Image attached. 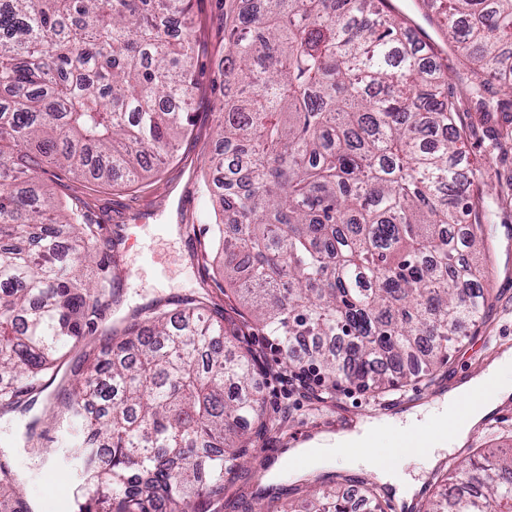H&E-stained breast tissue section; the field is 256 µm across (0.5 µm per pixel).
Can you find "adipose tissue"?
Here are the masks:
<instances>
[{
	"mask_svg": "<svg viewBox=\"0 0 512 512\" xmlns=\"http://www.w3.org/2000/svg\"><path fill=\"white\" fill-rule=\"evenodd\" d=\"M511 364L512 356L503 355L500 359L491 362L484 371L443 395L439 409L426 412L422 407L417 406L413 410L407 411L406 416L410 419L422 413L427 414L430 428L437 436V441L434 447L430 448L426 458L428 466H436L442 458L441 452L445 447L463 445L475 427L500 405L512 399V379L503 374L504 367ZM490 379L496 382V387L491 395L478 404H470L471 409L465 422L454 423L455 409L463 403H470L471 395L480 390ZM382 426V421L365 417L359 420L352 429L337 434L336 438H315L299 447L290 449L288 455L302 460L304 467L321 468L329 463L337 449L357 448L361 444L370 442L372 434L379 431ZM352 463L356 466H367L382 484L392 488L398 498L411 500L420 489L419 483L406 479L396 467L382 464L380 454L375 451L370 450L364 455L354 457Z\"/></svg>",
	"mask_w": 512,
	"mask_h": 512,
	"instance_id": "1",
	"label": "adipose tissue"
}]
</instances>
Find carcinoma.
Segmentation results:
<instances>
[{
  "instance_id": "obj_1",
  "label": "carcinoma",
  "mask_w": 512,
  "mask_h": 512,
  "mask_svg": "<svg viewBox=\"0 0 512 512\" xmlns=\"http://www.w3.org/2000/svg\"><path fill=\"white\" fill-rule=\"evenodd\" d=\"M385 0H224L222 150L209 159L224 209V279L288 368L317 366L382 390L448 362L490 283L481 170L463 141L447 69ZM191 0H5L0 5V414L46 388L65 349L100 334L58 412L81 481L72 512H216L246 455L244 428L274 424L256 354L200 297L98 331L112 255L43 189L48 161L98 182L134 181L173 158L192 122ZM488 119L512 112V0H439ZM436 479L419 512H512V454L479 452ZM310 488V512H384ZM0 455V512H30Z\"/></svg>"
}]
</instances>
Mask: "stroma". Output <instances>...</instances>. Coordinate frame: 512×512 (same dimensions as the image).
<instances>
[{
	"mask_svg": "<svg viewBox=\"0 0 512 512\" xmlns=\"http://www.w3.org/2000/svg\"><path fill=\"white\" fill-rule=\"evenodd\" d=\"M395 5L413 24L423 28L440 49L448 66V94L459 109L456 124L464 135L469 160L482 167L487 176L485 224L492 252L493 305L483 325L464 327L462 342L432 381L423 380L378 395L343 381L335 396L324 403L311 396L287 395L278 378L280 351L272 348L256 329H244V346L264 356L260 396L279 425L253 436L249 461L235 481L226 486L219 512H247L248 504L258 499L266 512H295L303 496L296 488V475L269 466V459L318 435L335 433L338 426L362 416H399V400L411 397L419 405L430 403L476 375L475 363L486 357L488 337L502 336L512 342V197L503 196L504 189L512 186V138L496 135L472 112L462 94L466 73L458 52L429 21L426 0H396ZM191 15L198 89L193 99L191 130L179 140L174 158L157 174L131 187L97 186L52 165L44 166L40 172L46 188L59 199L69 202L79 198L86 202L90 223L102 227L99 242L112 245L119 272L115 288L121 303L104 308L102 324L106 327L122 323L141 306L165 305L200 294L207 295L234 322H242L247 315L245 308L236 305L212 246L218 200L204 186L207 162L218 146L224 8L218 0H192ZM91 351L88 345L71 349L54 383L29 410L0 414V451L21 474L23 492L35 512H67L58 504V489L47 483L45 475L53 471L67 487L76 485L78 466L59 448L61 432L54 415L64 393L84 374L85 356ZM35 416L40 419L37 432L41 452L37 455L31 454L22 441L28 421ZM466 445L471 449L512 452V400L486 417Z\"/></svg>",
	"mask_w": 512,
	"mask_h": 512,
	"instance_id": "35a3bbf8",
	"label": "stroma"
}]
</instances>
